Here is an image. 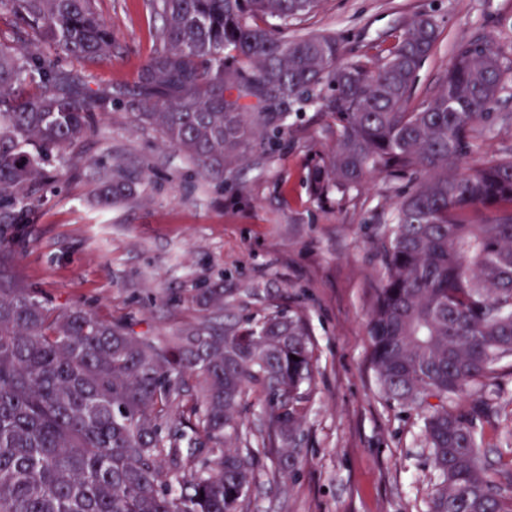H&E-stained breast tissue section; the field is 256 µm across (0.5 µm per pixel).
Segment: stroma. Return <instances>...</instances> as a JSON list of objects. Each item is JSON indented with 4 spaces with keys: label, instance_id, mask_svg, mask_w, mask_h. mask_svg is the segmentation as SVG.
Returning a JSON list of instances; mask_svg holds the SVG:
<instances>
[{
    "label": "stroma",
    "instance_id": "stroma-1",
    "mask_svg": "<svg viewBox=\"0 0 512 512\" xmlns=\"http://www.w3.org/2000/svg\"><path fill=\"white\" fill-rule=\"evenodd\" d=\"M112 29V55L81 66L90 88L117 98L96 131L53 155L50 184L15 225L17 269L50 306L80 305L105 321L165 337L197 320L192 301L223 284L235 313L260 317L271 304L309 324L318 358L293 480L260 471L249 512H429L436 476L422 414L382 394L370 362L368 321L383 267L372 248L404 180L378 177L321 202L308 163L334 144L331 118L307 107L269 109L281 127L270 147L256 136L228 180L200 175L160 131L138 127L131 105L161 26L145 0H97ZM418 13L442 30L419 70L415 98H431L459 42L492 35L512 59V0H322L289 34L331 33L356 55L386 40ZM140 179L136 197L96 200L105 173ZM488 394L499 412L484 425L489 456L512 465V361Z\"/></svg>",
    "mask_w": 512,
    "mask_h": 512
}]
</instances>
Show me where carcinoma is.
I'll use <instances>...</instances> for the list:
<instances>
[{
  "mask_svg": "<svg viewBox=\"0 0 512 512\" xmlns=\"http://www.w3.org/2000/svg\"><path fill=\"white\" fill-rule=\"evenodd\" d=\"M320 2L149 0L163 25L139 73L137 119L222 179L271 125L260 108L310 105L336 125L309 171L317 198L372 176L408 181L375 242L384 284L369 318L373 370L389 399L425 411L431 512H512V468L490 475L478 432L496 411L478 392L512 359V147L479 145L494 122L512 124L511 112L491 111L512 61L490 37L464 43L438 93L413 106L436 20L417 14L349 58L333 35L284 34ZM1 19L12 39L0 35V512H247L264 461L275 477L301 463L308 324L283 308L221 322L224 289L208 288L198 320L160 339L80 306L56 312L28 288L17 208L49 180L52 153L112 108V94L72 67L110 57L112 29L95 0H0ZM30 82L38 95L23 92ZM136 186L114 169L99 201ZM250 391L264 402L260 437L242 419ZM189 431L206 447H183Z\"/></svg>",
  "mask_w": 512,
  "mask_h": 512,
  "instance_id": "1",
  "label": "carcinoma"
}]
</instances>
